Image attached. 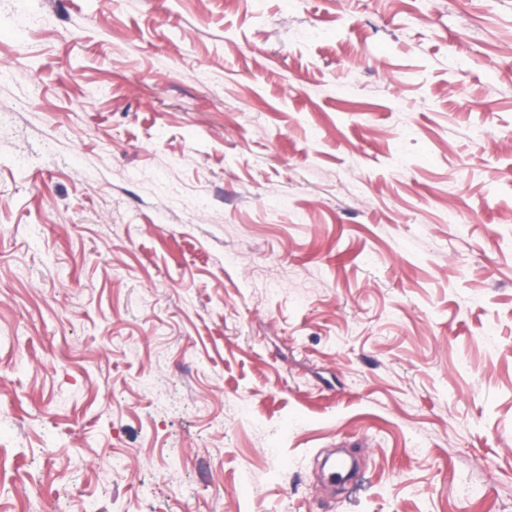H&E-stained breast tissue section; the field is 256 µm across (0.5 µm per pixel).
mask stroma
I'll return each mask as SVG.
<instances>
[{
	"mask_svg": "<svg viewBox=\"0 0 512 512\" xmlns=\"http://www.w3.org/2000/svg\"><path fill=\"white\" fill-rule=\"evenodd\" d=\"M0 63V512H512V0H0Z\"/></svg>",
	"mask_w": 512,
	"mask_h": 512,
	"instance_id": "35a3bbf8",
	"label": "stroma"
}]
</instances>
